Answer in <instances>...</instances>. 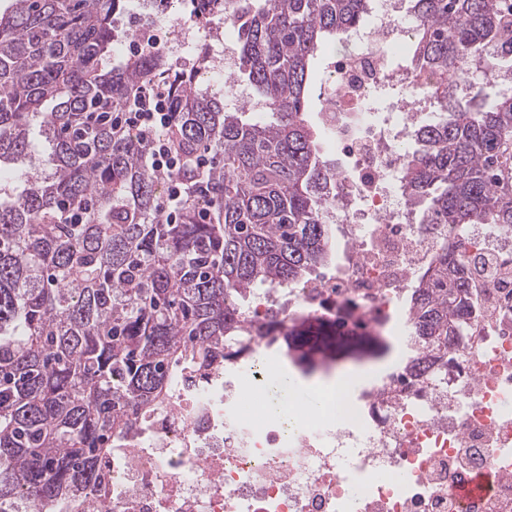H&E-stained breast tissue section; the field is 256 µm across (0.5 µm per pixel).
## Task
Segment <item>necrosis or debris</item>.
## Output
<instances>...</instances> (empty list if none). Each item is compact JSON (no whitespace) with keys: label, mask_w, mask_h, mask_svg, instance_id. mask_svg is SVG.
Returning a JSON list of instances; mask_svg holds the SVG:
<instances>
[{"label":"necrosis or debris","mask_w":512,"mask_h":512,"mask_svg":"<svg viewBox=\"0 0 512 512\" xmlns=\"http://www.w3.org/2000/svg\"><path fill=\"white\" fill-rule=\"evenodd\" d=\"M158 4L138 0L128 41L143 47L157 35L155 52L181 57L199 46L235 72L222 29L200 28L196 10L161 26ZM411 34L407 0H372L325 69L320 121L345 160L330 208L341 262L299 286L257 290L244 315L260 340L207 377L179 380L145 430L100 459L91 498L41 512H88L93 501L104 512H512V235L462 228L478 315L451 361L420 377L391 362L297 425L268 403L266 370L279 354L265 335L272 318L336 315L354 334H410L399 303L442 243L402 190L404 154L430 109L410 71L392 66ZM386 83L399 97L384 126L370 103ZM486 471L498 476L493 488L461 499L458 488Z\"/></svg>","instance_id":"1"}]
</instances>
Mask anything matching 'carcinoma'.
I'll use <instances>...</instances> for the list:
<instances>
[{
  "instance_id": "cac0c4a2",
  "label": "carcinoma",
  "mask_w": 512,
  "mask_h": 512,
  "mask_svg": "<svg viewBox=\"0 0 512 512\" xmlns=\"http://www.w3.org/2000/svg\"><path fill=\"white\" fill-rule=\"evenodd\" d=\"M240 39L239 71L271 119L224 110L193 73L168 81L173 150L211 148L222 163L203 179L216 202L200 224L190 196L176 224L159 222L163 179L133 134L91 119L113 112L167 70L143 53L112 65L115 22L129 0H11L0 10V165L23 189L0 185V512H40L85 497L99 457L159 408L179 374L208 368L250 339L238 300L328 265L336 165L305 118L312 60L359 26L369 0H200ZM408 66L430 77L439 111L406 153L402 187L424 224H492L512 233V87L488 101L484 84L512 62L508 0H410ZM53 102L50 111L41 106ZM51 144L43 175L31 164V127ZM80 209L81 223L69 219ZM461 250L446 245L417 279L406 317L412 343L445 357L475 309ZM283 342L305 372L343 351L386 346L377 330L352 340L334 323L301 319Z\"/></svg>"
}]
</instances>
